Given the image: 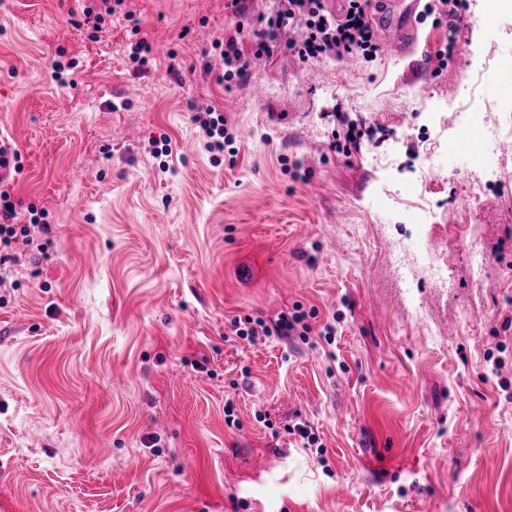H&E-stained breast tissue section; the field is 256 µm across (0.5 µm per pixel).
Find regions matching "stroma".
Returning <instances> with one entry per match:
<instances>
[{
    "mask_svg": "<svg viewBox=\"0 0 512 512\" xmlns=\"http://www.w3.org/2000/svg\"><path fill=\"white\" fill-rule=\"evenodd\" d=\"M226 2L124 0L94 32L98 0H0L18 221L47 212L0 247V512H512V10L463 0L351 67L288 27L241 97L213 43L251 54L275 2ZM233 95L216 166L191 107ZM423 208L448 285L420 264L408 292L391 248ZM298 305L341 313L334 343L227 338Z\"/></svg>",
    "mask_w": 512,
    "mask_h": 512,
    "instance_id": "stroma-1",
    "label": "stroma"
}]
</instances>
